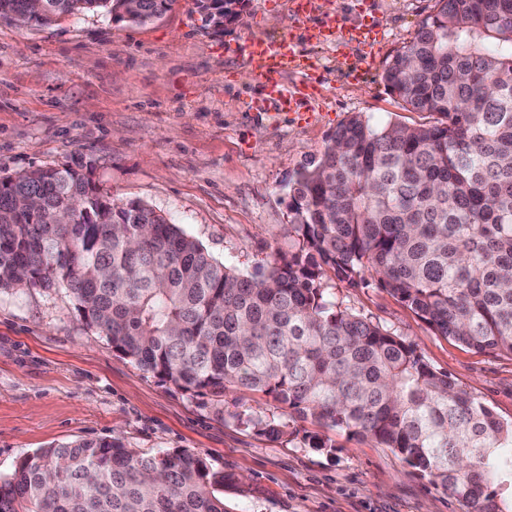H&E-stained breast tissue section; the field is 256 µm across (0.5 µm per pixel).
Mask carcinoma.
Listing matches in <instances>:
<instances>
[{
    "label": "carcinoma",
    "instance_id": "obj_1",
    "mask_svg": "<svg viewBox=\"0 0 512 512\" xmlns=\"http://www.w3.org/2000/svg\"><path fill=\"white\" fill-rule=\"evenodd\" d=\"M174 0H0L49 24L103 9L143 24ZM241 0H212L215 24ZM384 80L432 125L357 113L291 189L292 243L244 276L92 164L0 178V290L65 285L112 350L197 396L243 388L293 419L392 449L466 512H512V422L405 341L325 298L330 270L375 277L438 334L512 353V0H436ZM254 425L293 435L273 419ZM224 477L186 449L117 438L42 448L0 477V512H228Z\"/></svg>",
    "mask_w": 512,
    "mask_h": 512
}]
</instances>
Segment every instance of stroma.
<instances>
[{"mask_svg":"<svg viewBox=\"0 0 512 512\" xmlns=\"http://www.w3.org/2000/svg\"><path fill=\"white\" fill-rule=\"evenodd\" d=\"M298 21L291 0H245L214 27L195 0L144 24L104 12L47 25L0 17V177L92 162L113 200H137L245 276L290 244V186L353 114L408 126L383 75L436 0H315ZM369 15L375 39L317 42L331 14ZM293 36L321 93L299 112L258 107L261 91L236 48L249 36ZM327 297L413 345L435 370L512 421V354L480 353L439 335L377 282L326 273ZM282 411L271 396L190 395L113 352L80 317L67 288L0 292V475L39 449L115 437L140 454L186 449L225 487L229 512H465L461 503L374 440L293 421L274 439L247 417ZM329 434L333 449L314 448Z\"/></svg>","mask_w":512,"mask_h":512,"instance_id":"stroma-1","label":"stroma"}]
</instances>
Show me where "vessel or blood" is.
<instances>
[{
	"instance_id": "b4317fda",
	"label": "vessel or blood",
	"mask_w": 512,
	"mask_h": 512,
	"mask_svg": "<svg viewBox=\"0 0 512 512\" xmlns=\"http://www.w3.org/2000/svg\"><path fill=\"white\" fill-rule=\"evenodd\" d=\"M240 55L267 100L277 110L293 111L303 99V83L283 82V73L291 68L307 67L308 61L297 52L293 37L248 38L240 46Z\"/></svg>"
}]
</instances>
